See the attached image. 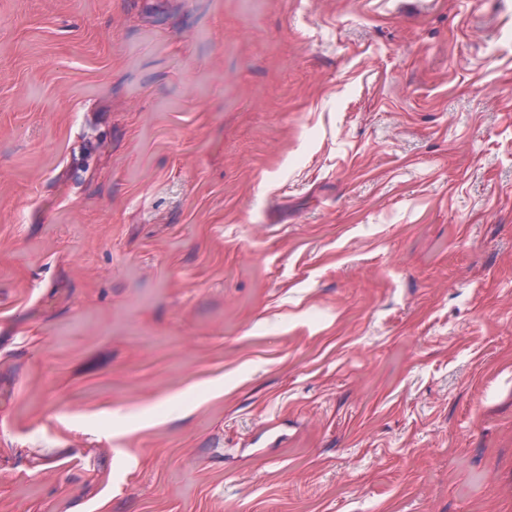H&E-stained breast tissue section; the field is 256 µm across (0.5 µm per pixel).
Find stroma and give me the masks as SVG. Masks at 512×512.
<instances>
[{"label": "stroma", "instance_id": "obj_1", "mask_svg": "<svg viewBox=\"0 0 512 512\" xmlns=\"http://www.w3.org/2000/svg\"><path fill=\"white\" fill-rule=\"evenodd\" d=\"M0 512H512V0H0Z\"/></svg>", "mask_w": 512, "mask_h": 512}]
</instances>
